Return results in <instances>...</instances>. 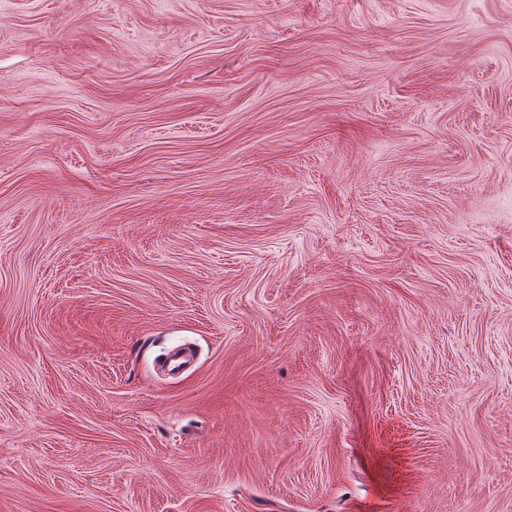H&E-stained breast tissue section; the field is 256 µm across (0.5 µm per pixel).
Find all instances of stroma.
<instances>
[{
    "mask_svg": "<svg viewBox=\"0 0 512 512\" xmlns=\"http://www.w3.org/2000/svg\"><path fill=\"white\" fill-rule=\"evenodd\" d=\"M0 512H512V0H0Z\"/></svg>",
    "mask_w": 512,
    "mask_h": 512,
    "instance_id": "obj_1",
    "label": "stroma"
}]
</instances>
